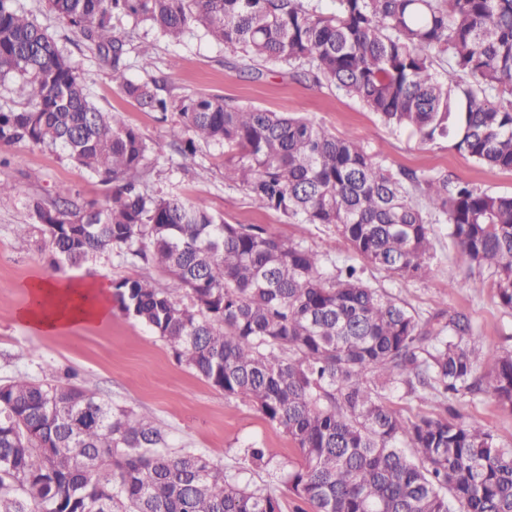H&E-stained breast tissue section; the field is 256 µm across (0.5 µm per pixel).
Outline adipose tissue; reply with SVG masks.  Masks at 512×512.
I'll return each mask as SVG.
<instances>
[{
    "label": "adipose tissue",
    "mask_w": 512,
    "mask_h": 512,
    "mask_svg": "<svg viewBox=\"0 0 512 512\" xmlns=\"http://www.w3.org/2000/svg\"><path fill=\"white\" fill-rule=\"evenodd\" d=\"M27 305L17 313L23 326L42 336H55L112 318L107 288L97 281L68 284L33 274L26 284Z\"/></svg>",
    "instance_id": "obj_1"
}]
</instances>
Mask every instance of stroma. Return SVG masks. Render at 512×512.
I'll list each match as a JSON object with an SVG mask.
<instances>
[{
    "label": "stroma",
    "mask_w": 512,
    "mask_h": 512,
    "mask_svg": "<svg viewBox=\"0 0 512 512\" xmlns=\"http://www.w3.org/2000/svg\"><path fill=\"white\" fill-rule=\"evenodd\" d=\"M17 5L71 55L92 101L105 111L117 112L153 146L148 190L205 200L214 214L229 223L261 224L269 233L303 242L330 260H343L347 251L333 227L297 224L258 210L241 189L226 184L222 147L199 146L194 163L181 166L172 147L176 114L160 118L121 94L112 83L109 66L47 9L45 0H17ZM115 25L120 31L135 33L128 53L127 76L132 81L161 77L166 92L176 98L221 95L239 104L299 112L336 136L359 140L392 170L446 172L479 189L512 194V172L480 166L458 152L452 140L423 143L409 132L393 130L356 100L327 85L296 81L287 66L265 65L261 79L253 80L244 74L235 54L201 32L172 42L148 26L133 28L125 19L116 20ZM1 157L6 163L0 165V182L10 185L11 191L0 197V382L21 374L53 379L75 371L85 388L164 426L171 451L194 449L221 465L239 484L269 488L278 495L282 512H300L303 501L280 481L299 461L288 434L252 405L225 397L222 390L198 377L177 359L166 341L142 323L117 308L107 323L56 336L31 334L19 323L16 312L27 301L23 285L36 272L50 279L94 277L109 287L122 278L140 276L152 278L161 287L167 277L115 249L81 267L54 270L39 233L22 237L15 231L17 225L29 223L31 201L50 199L55 186L65 185L81 201L101 202L107 188L98 176L78 167L58 149L2 145ZM434 232L436 257L427 277L402 281L369 266L366 279L407 302L421 316L448 309L462 312L485 346L512 350V311L500 305L491 279L478 277L474 287L463 290L449 287L448 278L457 269V247L447 225H435ZM455 408L464 419L489 429L501 444L512 448V410L482 395L457 401ZM252 448L264 450L266 465L252 462L248 454Z\"/></svg>",
    "instance_id": "stroma-1"
}]
</instances>
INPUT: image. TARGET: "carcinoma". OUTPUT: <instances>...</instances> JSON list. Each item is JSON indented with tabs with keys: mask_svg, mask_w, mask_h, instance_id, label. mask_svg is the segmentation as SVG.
I'll return each mask as SVG.
<instances>
[{
	"mask_svg": "<svg viewBox=\"0 0 512 512\" xmlns=\"http://www.w3.org/2000/svg\"><path fill=\"white\" fill-rule=\"evenodd\" d=\"M333 2L325 14L310 0H47L120 92L178 113L183 160L201 143L223 146L224 180L258 209L333 225L348 252L399 280L429 274L432 225L444 221L469 272L452 287L487 270L512 310V195L395 172L303 116L163 95L158 80L126 76L130 35L113 25L123 16L175 40L200 29L256 78L279 62L389 127L424 143L450 137L476 163L512 172V0ZM10 73L27 103L0 112V145L59 148L109 186L103 203L57 187L17 234L38 230L55 269L117 248L162 270L164 288L144 277L113 285L120 310L288 433L300 460L286 483L313 512H512V448L456 413L410 419L388 405L403 390L441 402L482 394L512 410L511 350L484 347L463 313L422 319L348 259L325 275L324 255L301 242L230 224L201 199L141 190L150 144L90 99L46 29L0 0V77ZM75 378L0 384V512H281L274 494L194 451L171 454L160 426Z\"/></svg>",
	"mask_w": 512,
	"mask_h": 512,
	"instance_id": "carcinoma-1",
	"label": "carcinoma"
}]
</instances>
